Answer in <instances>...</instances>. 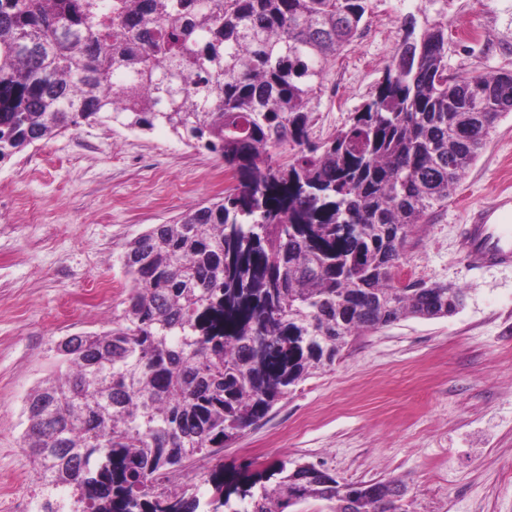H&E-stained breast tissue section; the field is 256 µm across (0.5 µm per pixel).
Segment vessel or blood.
Here are the masks:
<instances>
[{
    "label": "vessel or blood",
    "mask_w": 512,
    "mask_h": 512,
    "mask_svg": "<svg viewBox=\"0 0 512 512\" xmlns=\"http://www.w3.org/2000/svg\"><path fill=\"white\" fill-rule=\"evenodd\" d=\"M465 260L474 267L512 261V211L498 200L473 213L465 228Z\"/></svg>",
    "instance_id": "b4317fda"
}]
</instances>
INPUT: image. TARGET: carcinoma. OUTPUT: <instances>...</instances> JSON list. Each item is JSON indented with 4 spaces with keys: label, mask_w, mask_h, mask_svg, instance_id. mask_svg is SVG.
Listing matches in <instances>:
<instances>
[{
    "label": "carcinoma",
    "mask_w": 512,
    "mask_h": 512,
    "mask_svg": "<svg viewBox=\"0 0 512 512\" xmlns=\"http://www.w3.org/2000/svg\"><path fill=\"white\" fill-rule=\"evenodd\" d=\"M370 0H0V164L84 122L224 160L235 181L127 242L112 327L56 345L25 399L37 512H336L402 501L398 478L340 483L282 459L224 483L223 450L349 338L448 317L464 293L396 281L412 228L448 203L512 112V72L448 73V24L410 17L375 92L311 136L327 67ZM214 462L202 485L174 478Z\"/></svg>",
    "instance_id": "carcinoma-1"
}]
</instances>
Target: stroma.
Masks as SVG:
<instances>
[{
  "mask_svg": "<svg viewBox=\"0 0 512 512\" xmlns=\"http://www.w3.org/2000/svg\"><path fill=\"white\" fill-rule=\"evenodd\" d=\"M442 12L448 71L512 72V0H371L361 34L329 66L312 132L326 138L374 91L407 16ZM384 26L387 40L372 37ZM220 157L163 130L85 124L0 165V512L38 480L21 437L23 401L59 365L63 337L108 328L130 282L127 241L191 203L223 195ZM193 180L195 192L182 185ZM512 196V113L502 118L448 205L417 225L400 283L444 282L463 308L407 318L352 337L334 370L317 373L224 449L269 475L277 460L323 464L342 482L395 477L407 512H512V264L465 262L464 224Z\"/></svg>",
  "mask_w": 512,
  "mask_h": 512,
  "instance_id": "1",
  "label": "stroma"
}]
</instances>
